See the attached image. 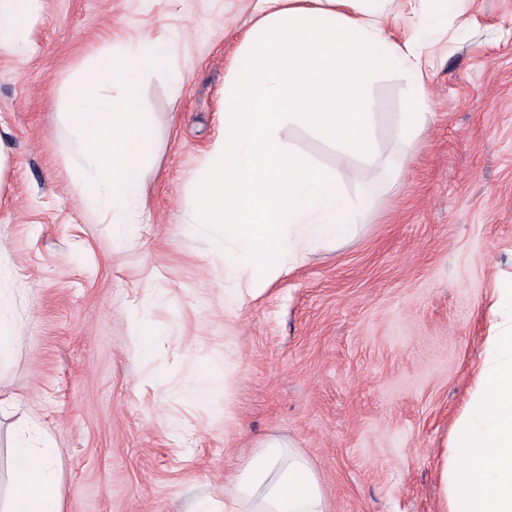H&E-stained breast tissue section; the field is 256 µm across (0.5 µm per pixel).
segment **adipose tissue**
<instances>
[{
    "instance_id": "ef3b65f1",
    "label": "adipose tissue",
    "mask_w": 512,
    "mask_h": 512,
    "mask_svg": "<svg viewBox=\"0 0 512 512\" xmlns=\"http://www.w3.org/2000/svg\"><path fill=\"white\" fill-rule=\"evenodd\" d=\"M359 0H266L224 83L223 134L194 181L197 232L224 255V299L258 296L321 248L363 225L397 165L377 133L381 79L424 88L412 43L390 39ZM36 0H0V48L25 53ZM311 133L343 159L330 167L301 150ZM485 356L441 468L448 512H512V279L496 281ZM57 451L20 426L10 455L11 497L0 512H59ZM230 512H326L309 461L286 442H262L224 479Z\"/></svg>"
}]
</instances>
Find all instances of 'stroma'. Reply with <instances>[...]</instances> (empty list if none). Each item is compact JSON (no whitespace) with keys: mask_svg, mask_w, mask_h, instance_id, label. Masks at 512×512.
Here are the masks:
<instances>
[{"mask_svg":"<svg viewBox=\"0 0 512 512\" xmlns=\"http://www.w3.org/2000/svg\"><path fill=\"white\" fill-rule=\"evenodd\" d=\"M261 0H38L27 53L0 49V357L7 446L37 424L56 448L60 512L224 507V478L264 440L311 463L329 512H444L441 459L482 361L496 277L512 275V0H362L416 40L432 118L367 224L238 309L188 198L219 138L224 82ZM169 40L185 84L145 74L158 151L132 241L91 214L61 121L70 85L118 44ZM398 150L400 80L379 82ZM158 329L133 352L131 321ZM223 388L181 390L208 368ZM20 326L0 314V355L12 352L21 340Z\"/></svg>","mask_w":512,"mask_h":512,"instance_id":"stroma-1","label":"stroma"}]
</instances>
